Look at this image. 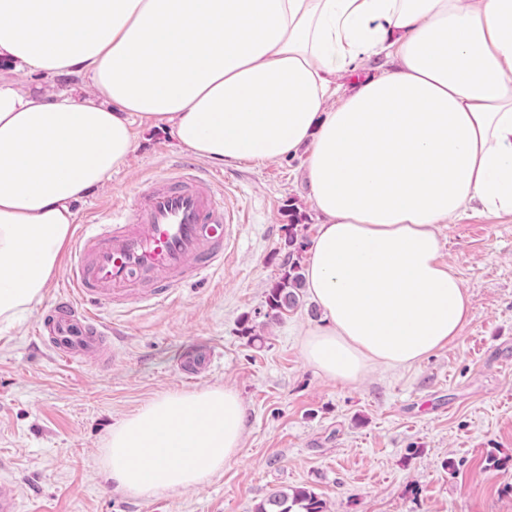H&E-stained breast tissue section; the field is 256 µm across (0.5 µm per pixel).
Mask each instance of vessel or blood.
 Listing matches in <instances>:
<instances>
[{
  "mask_svg": "<svg viewBox=\"0 0 512 512\" xmlns=\"http://www.w3.org/2000/svg\"><path fill=\"white\" fill-rule=\"evenodd\" d=\"M215 183L193 171L161 179L82 230L39 342L69 364L99 359L112 340L102 308L159 304L175 286L223 266L233 222Z\"/></svg>",
  "mask_w": 512,
  "mask_h": 512,
  "instance_id": "obj_1",
  "label": "vessel or blood"
}]
</instances>
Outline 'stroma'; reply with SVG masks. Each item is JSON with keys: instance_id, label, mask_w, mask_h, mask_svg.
Instances as JSON below:
<instances>
[{"instance_id": "35a3bbf8", "label": "stroma", "mask_w": 512, "mask_h": 512, "mask_svg": "<svg viewBox=\"0 0 512 512\" xmlns=\"http://www.w3.org/2000/svg\"><path fill=\"white\" fill-rule=\"evenodd\" d=\"M214 172L234 212L229 257L207 282L176 288L159 306L107 312L106 364L69 365L35 344V325L62 275L18 320L0 324V476L22 512H254L276 490L312 488L326 512H512V222L466 215L442 229V253L472 297L470 317L444 348L404 368H370L347 384L306 365L301 333L318 323L310 296L266 322L265 295L281 273L289 207L312 242L301 155L218 165L167 129L138 130L130 168L76 203L75 230L130 203L166 173ZM250 321L262 341L242 334ZM205 346L197 376L179 361ZM246 406L243 448L206 485L138 500L106 470L113 425L154 399L214 385ZM507 457L489 466L488 452Z\"/></svg>"}]
</instances>
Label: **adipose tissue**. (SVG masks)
<instances>
[{
  "label": "adipose tissue",
  "mask_w": 512,
  "mask_h": 512,
  "mask_svg": "<svg viewBox=\"0 0 512 512\" xmlns=\"http://www.w3.org/2000/svg\"><path fill=\"white\" fill-rule=\"evenodd\" d=\"M137 121L212 163L306 151L303 358L347 383L406 367L471 312L442 225L512 217V0H0L1 324L42 299ZM245 431L232 386L169 393L113 427L107 473L135 498L198 488Z\"/></svg>",
  "instance_id": "obj_1"
}]
</instances>
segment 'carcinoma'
Masks as SVG:
<instances>
[{
  "label": "carcinoma",
  "mask_w": 512,
  "mask_h": 512,
  "mask_svg": "<svg viewBox=\"0 0 512 512\" xmlns=\"http://www.w3.org/2000/svg\"><path fill=\"white\" fill-rule=\"evenodd\" d=\"M301 215L293 206L288 208V228L284 240L287 258L283 270L266 294L264 317L270 322L279 321L301 303L304 283L302 252L304 241L298 238L297 227ZM255 512H325V502L314 490L301 486L291 491L278 490L260 502Z\"/></svg>",
  "instance_id": "1"
}]
</instances>
